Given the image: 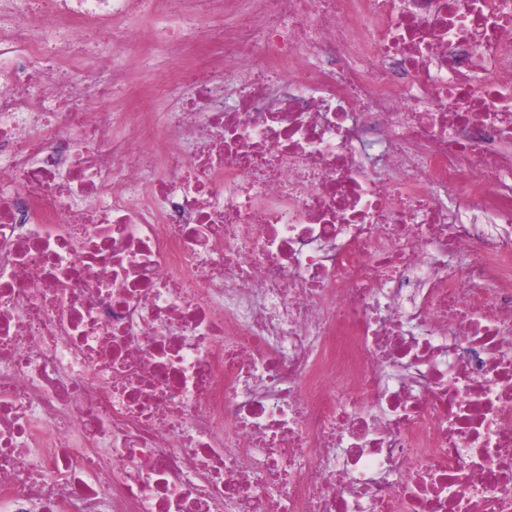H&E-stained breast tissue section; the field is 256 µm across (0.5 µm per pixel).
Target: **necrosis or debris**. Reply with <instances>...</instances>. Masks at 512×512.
<instances>
[{"label": "necrosis or debris", "instance_id": "necrosis-or-debris-1", "mask_svg": "<svg viewBox=\"0 0 512 512\" xmlns=\"http://www.w3.org/2000/svg\"><path fill=\"white\" fill-rule=\"evenodd\" d=\"M181 2L0 0V512H512V0ZM143 53L144 56L140 58L139 63L132 67V90L134 92L127 93V97L131 105L133 104L141 112H163L162 105L158 104L148 93L146 79L156 69L168 64L169 58L164 52L156 51L153 48L152 51L147 50Z\"/></svg>", "mask_w": 512, "mask_h": 512}]
</instances>
